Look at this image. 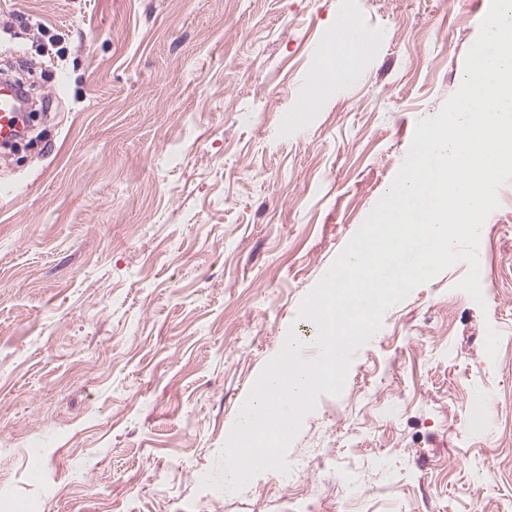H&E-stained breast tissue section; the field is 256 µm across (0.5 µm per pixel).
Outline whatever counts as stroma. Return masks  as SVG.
I'll return each mask as SVG.
<instances>
[{
    "instance_id": "obj_1",
    "label": "stroma",
    "mask_w": 512,
    "mask_h": 512,
    "mask_svg": "<svg viewBox=\"0 0 512 512\" xmlns=\"http://www.w3.org/2000/svg\"><path fill=\"white\" fill-rule=\"evenodd\" d=\"M489 7L0 0V72L40 116L0 151V512H512V183L483 303L458 262L392 307L305 416L303 483L200 487ZM347 18L369 42L328 93L315 55ZM473 387L495 409L478 437Z\"/></svg>"
}]
</instances>
